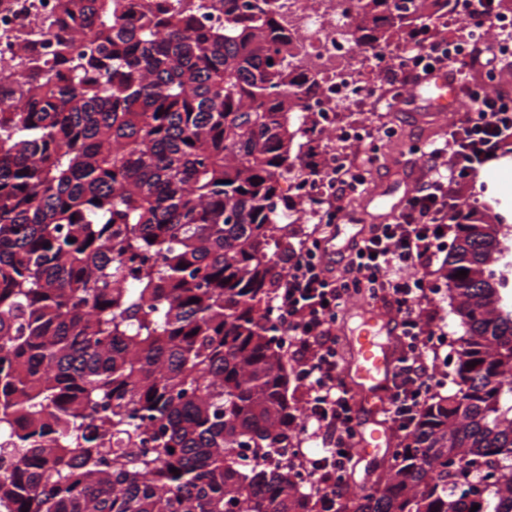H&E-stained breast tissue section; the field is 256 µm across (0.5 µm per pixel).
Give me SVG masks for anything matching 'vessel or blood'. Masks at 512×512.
Returning <instances> with one entry per match:
<instances>
[{
	"label": "vessel or blood",
	"mask_w": 512,
	"mask_h": 512,
	"mask_svg": "<svg viewBox=\"0 0 512 512\" xmlns=\"http://www.w3.org/2000/svg\"><path fill=\"white\" fill-rule=\"evenodd\" d=\"M459 85L453 71H431L410 86L396 109L412 113L418 122L458 111L462 103ZM362 237L363 231L357 224L333 225L323 244L324 253L332 256L352 250ZM399 334L400 324L395 314L378 305L362 312L361 323L350 339L351 356L344 375L353 386L359 454L364 458L388 442L381 414L391 393Z\"/></svg>",
	"instance_id": "vessel-or-blood-1"
}]
</instances>
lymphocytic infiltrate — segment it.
<instances>
[{"label":"lymphocytic infiltrate","mask_w":512,"mask_h":512,"mask_svg":"<svg viewBox=\"0 0 512 512\" xmlns=\"http://www.w3.org/2000/svg\"><path fill=\"white\" fill-rule=\"evenodd\" d=\"M512 52V40L499 47L469 44L455 57L440 43H430L423 54L409 58L390 74L405 85L421 76L422 67H453L457 72L478 69L492 75ZM472 109L467 119L448 133L443 145L428 149L430 158L447 157L446 167H434L431 180L405 200L397 218L372 225L356 248L347 275L331 279L321 262L323 236L295 252L288 271L271 298L288 341L296 383L308 396V412L301 428L320 444L319 455L293 449L297 471L303 474L319 501L321 512H335L336 490L355 458L356 411L351 391L342 377L341 358L333 328L352 295L365 292L383 298L400 323V356L393 375L387 421L397 432L414 427L437 386L427 363L429 345L423 337L434 331L424 317L430 288L412 269L425 270L440 261L447 248L444 230L462 223L464 210L458 189L491 159L499 158L512 139V93L469 89Z\"/></svg>","instance_id":"f902f5d3"}]
</instances>
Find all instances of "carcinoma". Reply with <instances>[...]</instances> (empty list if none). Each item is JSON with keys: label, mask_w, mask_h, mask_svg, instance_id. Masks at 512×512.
Instances as JSON below:
<instances>
[{"label": "carcinoma", "mask_w": 512, "mask_h": 512, "mask_svg": "<svg viewBox=\"0 0 512 512\" xmlns=\"http://www.w3.org/2000/svg\"><path fill=\"white\" fill-rule=\"evenodd\" d=\"M354 2L373 46L436 0ZM62 3L92 42L0 67V512H319L268 304L317 81L257 3L205 29L227 0ZM511 249L457 225L456 389L337 512H512Z\"/></svg>", "instance_id": "carcinoma-1"}]
</instances>
